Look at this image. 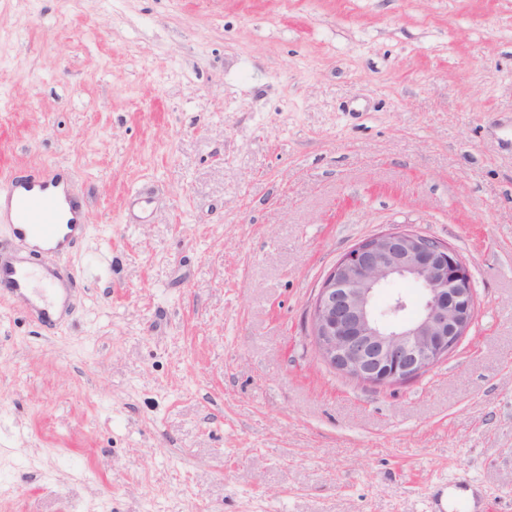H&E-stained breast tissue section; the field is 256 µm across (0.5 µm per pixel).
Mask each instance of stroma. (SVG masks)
<instances>
[{
  "label": "stroma",
  "instance_id": "1",
  "mask_svg": "<svg viewBox=\"0 0 512 512\" xmlns=\"http://www.w3.org/2000/svg\"><path fill=\"white\" fill-rule=\"evenodd\" d=\"M38 174L87 227L31 256L55 328L0 296V512H512V0H0V182ZM392 228L479 313L376 388L310 311ZM465 481H448V492L435 503L434 512H472Z\"/></svg>",
  "mask_w": 512,
  "mask_h": 512
}]
</instances>
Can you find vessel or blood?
I'll return each mask as SVG.
<instances>
[{"label":"vessel or blood","mask_w":512,"mask_h":512,"mask_svg":"<svg viewBox=\"0 0 512 512\" xmlns=\"http://www.w3.org/2000/svg\"><path fill=\"white\" fill-rule=\"evenodd\" d=\"M2 221L10 224L17 239L34 242L40 252L61 254L72 247L87 215L60 180L46 175L0 183ZM62 279L61 272L51 266L35 267L22 258L0 260V295L21 303L41 323H51L57 305L64 300L56 289ZM467 491L466 482H449L435 512H472Z\"/></svg>","instance_id":"1"}]
</instances>
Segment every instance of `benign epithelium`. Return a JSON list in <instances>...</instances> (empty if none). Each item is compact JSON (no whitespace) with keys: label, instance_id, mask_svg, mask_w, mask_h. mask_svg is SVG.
Returning a JSON list of instances; mask_svg holds the SVG:
<instances>
[{"label":"benign epithelium","instance_id":"benign-epithelium-1","mask_svg":"<svg viewBox=\"0 0 512 512\" xmlns=\"http://www.w3.org/2000/svg\"><path fill=\"white\" fill-rule=\"evenodd\" d=\"M396 279L421 288L412 318L379 290ZM478 301L468 264L450 244L406 229L375 234L348 250L324 279L311 308L310 336L325 364L372 386H395L448 358L473 325Z\"/></svg>","mask_w":512,"mask_h":512}]
</instances>
